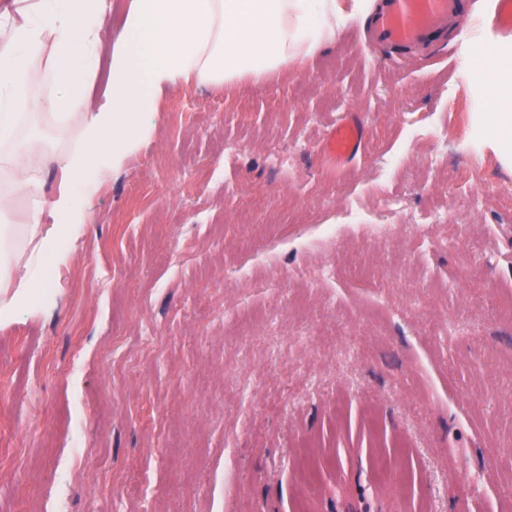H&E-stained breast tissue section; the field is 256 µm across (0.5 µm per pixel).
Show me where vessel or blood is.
Wrapping results in <instances>:
<instances>
[{
	"mask_svg": "<svg viewBox=\"0 0 512 512\" xmlns=\"http://www.w3.org/2000/svg\"><path fill=\"white\" fill-rule=\"evenodd\" d=\"M461 0H380L372 19L376 44L406 49L442 34L456 16ZM363 125L349 118L333 126L325 148L336 160L355 155L362 143Z\"/></svg>",
	"mask_w": 512,
	"mask_h": 512,
	"instance_id": "1",
	"label": "vessel or blood"
}]
</instances>
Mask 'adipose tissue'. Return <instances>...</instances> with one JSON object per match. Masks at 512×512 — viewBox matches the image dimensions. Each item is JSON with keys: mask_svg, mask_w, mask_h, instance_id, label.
<instances>
[{"mask_svg": "<svg viewBox=\"0 0 512 512\" xmlns=\"http://www.w3.org/2000/svg\"><path fill=\"white\" fill-rule=\"evenodd\" d=\"M107 6L108 0H33L22 8L25 24L0 28V144L10 148L11 193L32 199L24 234L35 243L20 277L0 250V324L38 312V295L70 262L69 244L90 222L91 190L149 139L162 90L301 73L346 23L336 0H131L112 46L105 100L93 108L86 88ZM475 54L491 59L480 71L490 90L486 125L511 156L512 47L483 44ZM45 66L51 76L29 95ZM23 102L52 111L61 123L82 114L80 148L47 156L21 140ZM49 163L61 177L46 197L38 174Z\"/></svg>", "mask_w": 512, "mask_h": 512, "instance_id": "obj_1", "label": "adipose tissue"}]
</instances>
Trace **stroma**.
<instances>
[{"label": "stroma", "mask_w": 512, "mask_h": 512, "mask_svg": "<svg viewBox=\"0 0 512 512\" xmlns=\"http://www.w3.org/2000/svg\"><path fill=\"white\" fill-rule=\"evenodd\" d=\"M464 6L426 49L357 16L303 75L161 94L42 312L0 325V512L512 506V163L470 52L500 36ZM363 125L354 118L333 126L325 148L334 160H342L355 155L362 143Z\"/></svg>", "instance_id": "obj_1"}]
</instances>
